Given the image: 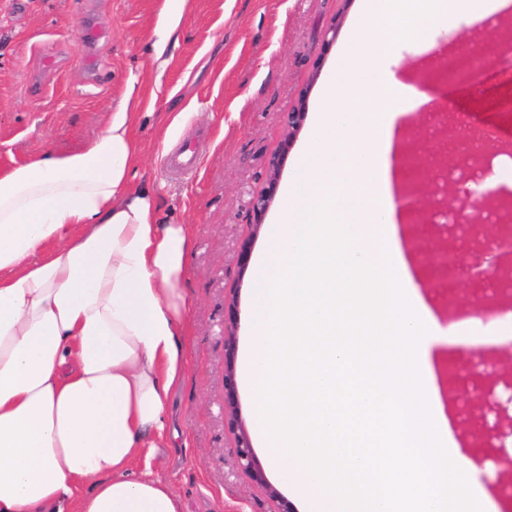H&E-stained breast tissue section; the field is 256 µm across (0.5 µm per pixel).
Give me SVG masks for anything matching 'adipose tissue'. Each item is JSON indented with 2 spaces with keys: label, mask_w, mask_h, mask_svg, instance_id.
Masks as SVG:
<instances>
[{
  "label": "adipose tissue",
  "mask_w": 512,
  "mask_h": 512,
  "mask_svg": "<svg viewBox=\"0 0 512 512\" xmlns=\"http://www.w3.org/2000/svg\"><path fill=\"white\" fill-rule=\"evenodd\" d=\"M190 0H165L157 68ZM127 88L81 151L0 168V512H182L151 470L191 299L192 236L137 179Z\"/></svg>",
  "instance_id": "obj_1"
}]
</instances>
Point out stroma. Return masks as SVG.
<instances>
[{"label":"stroma","instance_id":"obj_1","mask_svg":"<svg viewBox=\"0 0 512 512\" xmlns=\"http://www.w3.org/2000/svg\"><path fill=\"white\" fill-rule=\"evenodd\" d=\"M164 0H0V166L21 162L46 148L66 154L83 149L104 127L128 83L142 91L134 134L143 154L139 178L154 186L160 217L189 225L194 236L189 274L183 283L193 305L189 331L180 342L187 352L183 381L168 397L170 432L149 463L179 496L184 512H272L267 494L241 474L236 441L224 425V312L237 302L235 337L248 333L251 273L242 270L243 243L259 251L266 225H255L249 199L267 176L269 159L287 157L280 181L292 177L311 135L304 122L286 135V114L305 98L315 110L324 86L345 79L337 58L351 31L367 35L359 21L361 0H192L179 33V46L164 72H157L146 44ZM94 28V43L81 41ZM335 39H328V29ZM512 42V10L453 39L442 27L424 41L406 40L393 52L400 76H408L428 43L427 65L438 67L448 52L476 49L486 82L479 88L428 83L431 101L399 131L396 141H413L429 175L451 170L466 143L463 130L490 127L512 140V115L498 108L512 98L502 71L512 61L500 51ZM185 119L177 137L164 141L174 113ZM205 138L198 171L171 175L164 152L183 138ZM425 297L443 322L455 321L456 305H485L494 297L490 281L462 267L451 289L430 288V272L415 264ZM468 349L451 346L435 356L438 384L471 386ZM457 446L478 470L501 512H512V476L493 465L503 449L475 437L461 405L447 408Z\"/></svg>","mask_w":512,"mask_h":512}]
</instances>
